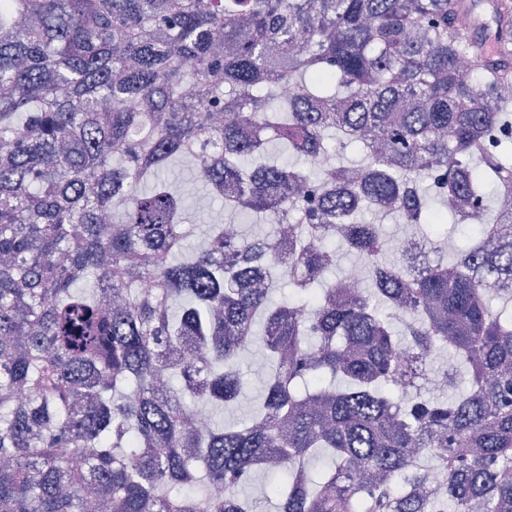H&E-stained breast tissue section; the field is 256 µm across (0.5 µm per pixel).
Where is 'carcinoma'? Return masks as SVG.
Masks as SVG:
<instances>
[{
	"label": "carcinoma",
	"mask_w": 512,
	"mask_h": 512,
	"mask_svg": "<svg viewBox=\"0 0 512 512\" xmlns=\"http://www.w3.org/2000/svg\"><path fill=\"white\" fill-rule=\"evenodd\" d=\"M509 89L512 0H0V512H512ZM189 152L210 201L292 236L188 249L161 171ZM427 175L468 243L387 263L360 216L438 226ZM331 240L373 293L323 281ZM257 325L264 395L195 429ZM439 342L469 391L400 405Z\"/></svg>",
	"instance_id": "carcinoma-1"
}]
</instances>
